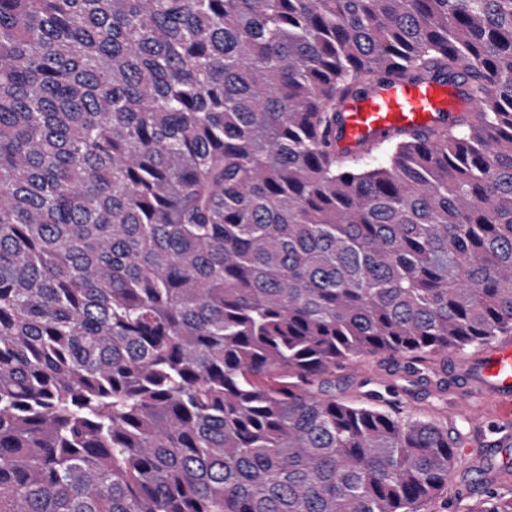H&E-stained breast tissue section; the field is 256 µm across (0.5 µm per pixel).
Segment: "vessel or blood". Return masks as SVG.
<instances>
[{
    "mask_svg": "<svg viewBox=\"0 0 512 512\" xmlns=\"http://www.w3.org/2000/svg\"><path fill=\"white\" fill-rule=\"evenodd\" d=\"M464 90V85L435 75L374 85L346 103L332 142L337 149H353L366 139L378 140L399 131L423 132L460 113L477 111V102ZM461 376L462 402L478 398L501 418L512 417V340L488 344L477 363H463Z\"/></svg>",
    "mask_w": 512,
    "mask_h": 512,
    "instance_id": "1",
    "label": "vessel or blood"
}]
</instances>
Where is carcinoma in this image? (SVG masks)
Wrapping results in <instances>:
<instances>
[{"mask_svg": "<svg viewBox=\"0 0 512 512\" xmlns=\"http://www.w3.org/2000/svg\"><path fill=\"white\" fill-rule=\"evenodd\" d=\"M511 333L512 0H0V512H415L460 430L336 366ZM464 90V85L435 75L376 84L346 103L332 142L336 150L355 149L364 139L378 140L398 131L424 132L461 112H477V102Z\"/></svg>", "mask_w": 512, "mask_h": 512, "instance_id": "1", "label": "carcinoma"}]
</instances>
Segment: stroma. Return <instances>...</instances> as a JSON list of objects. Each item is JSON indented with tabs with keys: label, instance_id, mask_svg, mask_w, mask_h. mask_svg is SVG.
<instances>
[{
	"label": "stroma",
	"instance_id": "stroma-1",
	"mask_svg": "<svg viewBox=\"0 0 512 512\" xmlns=\"http://www.w3.org/2000/svg\"><path fill=\"white\" fill-rule=\"evenodd\" d=\"M477 349H467L465 353L450 351L441 354L437 360L425 367L427 375H439L448 383V389L439 396L423 391L409 392L404 388L402 367L404 361L388 355L367 356L338 365L336 381L342 388V398L359 403L365 402L368 394L379 396L380 408L395 416L414 415L429 421L449 426L465 424L466 442L473 454L479 455L491 446H498V461L509 470L501 482L484 485L474 468L457 464L451 475L446 496L419 505L418 512H471L478 507L487 491H495L502 496L512 497V444L504 443V433L499 429V420L493 411H486L482 423L469 421L462 405L457 404L461 357H476Z\"/></svg>",
	"mask_w": 512,
	"mask_h": 512
}]
</instances>
